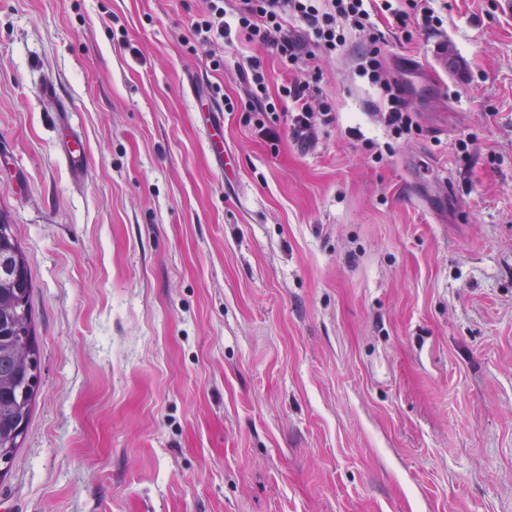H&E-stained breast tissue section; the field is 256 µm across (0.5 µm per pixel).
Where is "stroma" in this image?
<instances>
[{"instance_id": "obj_1", "label": "stroma", "mask_w": 512, "mask_h": 512, "mask_svg": "<svg viewBox=\"0 0 512 512\" xmlns=\"http://www.w3.org/2000/svg\"><path fill=\"white\" fill-rule=\"evenodd\" d=\"M432 6L408 36L375 18L417 133L355 32L299 73L332 123L271 141L228 104L256 55L276 90V55L187 52L199 0H0V214L41 358L0 512H512V12ZM441 40L465 81L402 68Z\"/></svg>"}]
</instances>
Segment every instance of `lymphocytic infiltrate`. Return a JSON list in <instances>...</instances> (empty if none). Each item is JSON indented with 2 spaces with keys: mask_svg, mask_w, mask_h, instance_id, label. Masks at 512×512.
Wrapping results in <instances>:
<instances>
[{
  "mask_svg": "<svg viewBox=\"0 0 512 512\" xmlns=\"http://www.w3.org/2000/svg\"><path fill=\"white\" fill-rule=\"evenodd\" d=\"M369 6L370 0H204L203 10L192 21L190 35L194 42L204 44L234 33L246 44L274 50L282 68L292 75L281 88L282 99L292 107V131L310 140L318 123L330 122L331 107L326 103L312 105L310 83L294 77L296 66L320 54L335 55L345 46L348 31L365 33L369 47L359 58L357 74L378 90L382 119L393 137L401 139L411 135L416 125L400 83L382 64V33L371 21ZM382 8L405 31L418 23L433 27L440 22L430 0H383ZM292 19L305 25V34L289 28ZM251 67L252 84L240 109L260 115L256 124L259 135L273 138L277 132L266 125L265 118L275 114L276 105L267 93L260 60H253Z\"/></svg>",
  "mask_w": 512,
  "mask_h": 512,
  "instance_id": "lymphocytic-infiltrate-1",
  "label": "lymphocytic infiltrate"
}]
</instances>
